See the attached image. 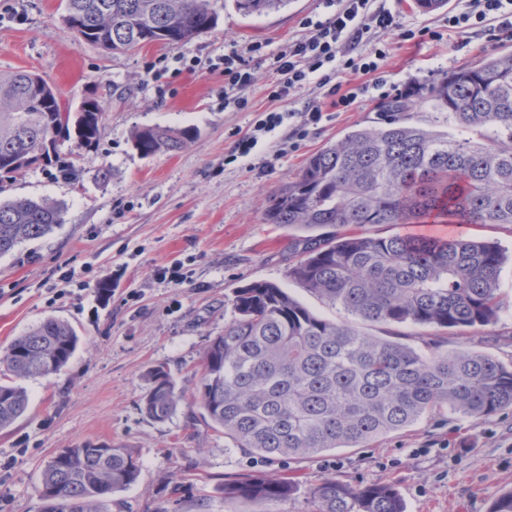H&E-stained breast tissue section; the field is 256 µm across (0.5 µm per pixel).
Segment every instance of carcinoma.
Masks as SVG:
<instances>
[{"instance_id":"carcinoma-1","label":"carcinoma","mask_w":512,"mask_h":512,"mask_svg":"<svg viewBox=\"0 0 512 512\" xmlns=\"http://www.w3.org/2000/svg\"><path fill=\"white\" fill-rule=\"evenodd\" d=\"M77 41L127 51L154 40L186 42L215 28L209 0H64ZM290 0H232L244 17L280 11ZM431 107L458 134L415 119ZM104 110L87 102L74 114L43 78L0 73V167L20 170L38 155L51 127L88 147ZM197 133L162 127L135 132L143 157L179 151ZM49 199L0 203V256L61 224ZM269 224L334 231L302 241L291 276L351 319L322 318L278 285L236 291V317L203 354L195 398L210 426L249 453L310 458L364 448L442 409L473 421L512 407V363L437 341L423 352L365 332L360 324L479 330L500 319L501 248L470 238V224L512 225V51L500 52L381 105L371 124L313 155L273 194ZM376 224H450V237L339 234ZM79 343L66 322L47 318L0 354V430L23 416L29 398L17 381L45 378L67 365ZM182 392L163 366L150 370L144 412L155 420L177 409ZM140 474L135 449L85 442L48 462L39 487L42 512H106L112 494ZM224 498L261 507L295 492L288 479L247 474L224 485ZM314 512H404L389 485L353 486L334 476L311 491Z\"/></svg>"}]
</instances>
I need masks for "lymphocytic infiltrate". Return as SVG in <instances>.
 Returning a JSON list of instances; mask_svg holds the SVG:
<instances>
[{
  "instance_id": "lymphocytic-infiltrate-1",
  "label": "lymphocytic infiltrate",
  "mask_w": 512,
  "mask_h": 512,
  "mask_svg": "<svg viewBox=\"0 0 512 512\" xmlns=\"http://www.w3.org/2000/svg\"><path fill=\"white\" fill-rule=\"evenodd\" d=\"M332 12L325 20H304L308 33L289 41L277 55L273 66L277 75L268 96L277 102L293 100L310 81H317L325 96L339 111L352 108L357 92L344 89L345 77L375 74L381 68L386 53L374 49L359 52L358 46L367 33L387 36L399 34L412 39L409 31H400L391 13L375 9L373 0H325ZM497 19L504 30H512V0H469L468 11L449 16L448 25L460 35L480 28L488 19ZM259 45L252 44L244 51H232L224 57V102L245 109L242 89L253 84L254 74L246 63L247 56L258 54Z\"/></svg>"
}]
</instances>
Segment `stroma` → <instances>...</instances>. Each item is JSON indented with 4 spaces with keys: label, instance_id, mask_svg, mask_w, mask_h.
I'll list each match as a JSON object with an SVG mask.
<instances>
[{
    "label": "stroma",
    "instance_id": "1",
    "mask_svg": "<svg viewBox=\"0 0 512 512\" xmlns=\"http://www.w3.org/2000/svg\"><path fill=\"white\" fill-rule=\"evenodd\" d=\"M374 6L391 12L402 29L437 31L443 39L368 37L366 50L386 53L385 85L369 88L355 109L327 106L318 123L307 124L304 103L321 98L318 84H307L294 116L234 161L237 140L275 107L267 91L273 58L304 35L302 19L326 17L324 0H291L281 11L249 18L210 0L219 17L213 30L127 53L77 42L63 23L61 0H0V73L41 75L71 111L89 99L104 108L91 147L59 141L55 161L0 178V202L48 198L63 208L51 233L0 256V351L49 317L68 322L80 338L59 372L24 380L29 408L0 430V512H40L38 487L48 462L60 449L88 441L136 449L142 463L137 483L114 493L108 512H257L222 492L225 483L256 473L296 486L270 512H312L310 490L330 475L354 485H392L405 512H490L512 491L511 408L478 421L431 413L367 448L288 460L232 447L193 397L204 350L232 320L238 288L271 282L323 318H346L290 276L306 232L265 222L271 195L327 143L372 121L379 102L436 82L489 50L512 49V35L493 22L467 43L449 30V13L464 12L467 0H448L431 12L414 8L413 0ZM252 43L261 45L262 60L254 84L241 92L248 101L241 111L224 104L220 61ZM155 126L193 127L199 136L185 150L141 157L132 137ZM63 162L74 165L73 175L60 173ZM467 233L505 252L500 288L508 309L500 322L465 334L382 324L370 333L416 348L438 334L448 349L463 343L512 361V226L476 224ZM175 263L189 273L177 288L158 275ZM103 284L108 293L100 292ZM159 364L185 395L164 421L148 417L141 404Z\"/></svg>",
    "mask_w": 512,
    "mask_h": 512
}]
</instances>
